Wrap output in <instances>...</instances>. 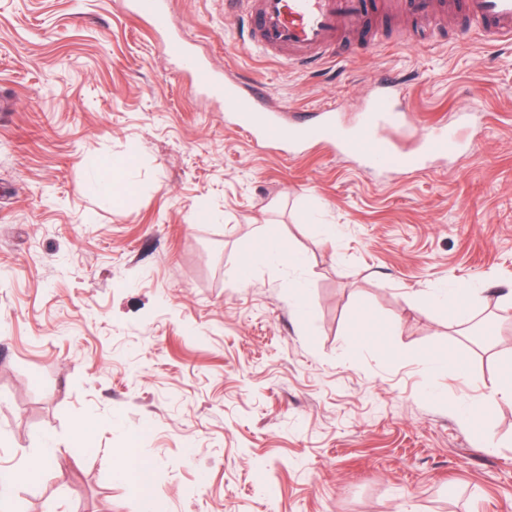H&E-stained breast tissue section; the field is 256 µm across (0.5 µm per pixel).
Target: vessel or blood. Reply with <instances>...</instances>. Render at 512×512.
I'll return each instance as SVG.
<instances>
[{
	"label": "vessel or blood",
	"instance_id": "b4317fda",
	"mask_svg": "<svg viewBox=\"0 0 512 512\" xmlns=\"http://www.w3.org/2000/svg\"><path fill=\"white\" fill-rule=\"evenodd\" d=\"M247 29V48L280 55L285 63L313 67L345 54L344 33L362 31L365 40L379 43L382 32L367 27L381 7L379 0H226ZM128 11L168 40L182 66L198 86L223 103L227 124L243 132L256 147L273 148L289 157L319 145L353 159L358 167L378 172L426 173L432 159L467 152L465 132L478 108L458 112L454 125L431 126L412 147L401 135L410 128L405 89L393 78H381L358 107L353 124L342 121L340 105L328 104L289 119L288 106L271 105L262 84H241L226 78L200 59L186 41L171 37L167 0H126ZM463 35L479 34L489 43L512 41V0H463Z\"/></svg>",
	"mask_w": 512,
	"mask_h": 512
}]
</instances>
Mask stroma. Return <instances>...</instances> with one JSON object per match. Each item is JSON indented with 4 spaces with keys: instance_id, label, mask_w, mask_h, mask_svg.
Returning <instances> with one entry per match:
<instances>
[{
    "instance_id": "stroma-1",
    "label": "stroma",
    "mask_w": 512,
    "mask_h": 512,
    "mask_svg": "<svg viewBox=\"0 0 512 512\" xmlns=\"http://www.w3.org/2000/svg\"><path fill=\"white\" fill-rule=\"evenodd\" d=\"M387 2L382 44L308 73L244 47L224 0H170V23L296 109H356L384 70L415 130L479 107L470 152L422 176L254 148L124 0H0V469L49 457L21 512H140L113 469L130 446L156 512H512V399L482 400L512 365V42L459 36L452 11L407 45L414 21ZM117 159L127 193L91 191ZM269 234L303 270L230 281ZM462 300L500 315L503 342L449 330ZM369 313L393 327L365 344ZM424 360L431 369L437 372L448 371L449 379H466L465 365L454 357L446 356L430 359L425 356Z\"/></svg>"
}]
</instances>
